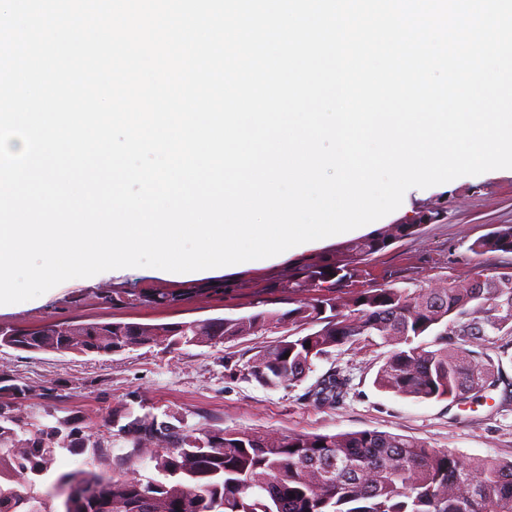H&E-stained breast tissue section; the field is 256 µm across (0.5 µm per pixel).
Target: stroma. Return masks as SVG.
<instances>
[{"label":"stroma","mask_w":512,"mask_h":512,"mask_svg":"<svg viewBox=\"0 0 512 512\" xmlns=\"http://www.w3.org/2000/svg\"><path fill=\"white\" fill-rule=\"evenodd\" d=\"M413 208L436 210L440 216L417 235L394 242L360 264L350 289L431 288L503 265L500 257L475 256L470 245L498 226L512 224L511 171L449 182L447 190L414 200ZM296 262L292 256L230 274L227 281L232 288L221 295L209 292L210 277H175L146 267L113 277L68 280L25 306L1 309L0 328L88 319L176 323L263 311L284 313L296 302L280 284ZM142 288H190L194 294L176 307L104 305L98 299L113 290ZM293 331V325L283 322L212 346L178 350L134 346L110 356L0 348V376L27 385L26 396L16 402L24 421L50 424L71 416L102 438L112 411L130 404L139 415L180 413L187 428L197 433L221 429L274 437L370 430L466 457L512 459V336H492L483 344L485 357L495 367L494 387L463 401H437L401 397L375 386L376 372L392 350L379 338L366 347L347 344L333 350L316 360L301 381L262 386L249 376L248 361ZM333 369L348 375V392L334 405H317L308 391ZM89 464L101 471L112 468L111 458L93 459L90 449H56L49 471L34 477V490L54 512H61L60 481Z\"/></svg>","instance_id":"stroma-1"}]
</instances>
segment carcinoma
<instances>
[{"label": "carcinoma", "instance_id": "1", "mask_svg": "<svg viewBox=\"0 0 512 512\" xmlns=\"http://www.w3.org/2000/svg\"><path fill=\"white\" fill-rule=\"evenodd\" d=\"M419 231L418 224H389L334 254L301 259L282 285L298 299L285 314L155 324L57 321L0 330V348L82 355H112L135 345L178 349L216 345L288 320L307 327V333L252 357L248 372L263 386L299 381L333 349L378 336L394 345L376 373L378 388L419 400L464 399L494 385V371L478 347L486 336L499 335L502 323H512V271L481 270L443 288L380 287L337 295L358 264ZM470 251L512 254V225L475 239ZM189 294L144 288L98 299L111 305H177ZM485 301L492 307L481 309ZM422 336L433 340L415 344ZM346 387L347 379L332 371L310 396L333 405ZM7 388L15 393L0 399V512H51L31 486L17 487V477L47 472L57 447L89 446L97 458L112 454V444L84 435L68 418L25 428L12 400L26 395L27 388L12 383L0 386V394ZM165 417L171 432L161 430L156 416L136 415L130 407L108 420L131 447L115 460L148 454L161 478L79 469L68 479L80 492L64 512H512V460L465 457L369 430L277 438L222 430L198 435L186 428L180 413ZM156 436L163 446L152 453L146 444Z\"/></svg>", "mask_w": 512, "mask_h": 512}]
</instances>
